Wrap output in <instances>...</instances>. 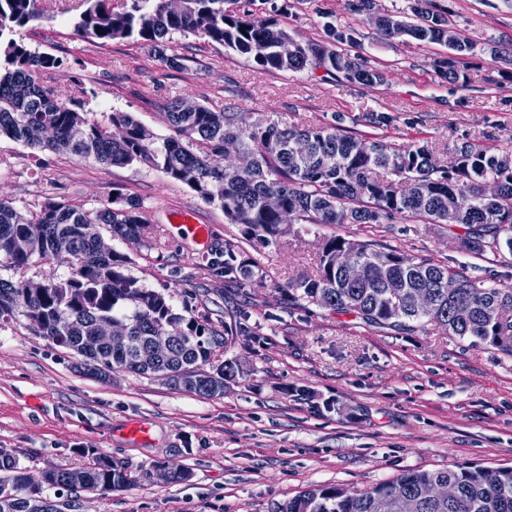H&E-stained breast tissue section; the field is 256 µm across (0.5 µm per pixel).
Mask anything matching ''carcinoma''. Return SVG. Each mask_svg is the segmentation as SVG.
I'll return each mask as SVG.
<instances>
[{
    "label": "carcinoma",
    "instance_id": "carcinoma-1",
    "mask_svg": "<svg viewBox=\"0 0 512 512\" xmlns=\"http://www.w3.org/2000/svg\"><path fill=\"white\" fill-rule=\"evenodd\" d=\"M266 0H183L178 12L165 0H72L77 32L103 43L135 38L172 68L180 59L165 53L173 33L192 34L232 50L263 70L300 72L308 67L342 73L362 84H381L385 73L348 54L340 45L355 41L351 27L325 25L327 40L303 44L284 56L280 45L292 36L278 19L254 8ZM355 11L394 37L425 43H448V16L432 0H412L414 20L384 13L376 0H355ZM50 19L41 0H0V136L51 153L68 152L101 164L140 163L161 170L201 199L220 204L242 235L269 243L288 232L283 214L306 224H381L398 215L427 224L464 230L463 248L478 257L512 255V149L465 144L448 165L433 162L428 143L408 145L357 136L342 127V117L326 126L299 128L253 119L250 112L215 111L199 102L187 108L174 99L164 116L174 135L160 137L129 112L111 111L104 122L91 121L76 98L36 82L35 76L59 69L62 60L31 48L18 31ZM441 77L467 83L456 60L437 62ZM236 143L246 164L221 165L226 144ZM494 180L496 197L483 194L482 183ZM274 196L272 208L266 198ZM114 237H149L150 224L139 201L96 211L49 200L35 213H23L0 199V262L26 271L38 258L62 257L68 273L43 280L0 279V324L20 317L28 329L80 357L88 375L105 378L114 369L153 375L173 388L194 377L188 391L202 398L224 394L240 369L230 360H215L228 337L245 331L241 322L218 330L207 321L173 311L167 298L143 287L125 273L127 258L100 245L99 228ZM349 253L362 276L350 279L336 259ZM249 273L235 245L224 244L222 270L216 276L235 281ZM426 289L433 306L420 311L414 295ZM293 306L317 304L338 314H353L368 325L413 331L427 322L473 347L490 346L512 355V288L467 275L465 268L439 266L400 253L381 243L341 237L322 241L315 273L284 294ZM108 320L124 327L128 344L116 349L100 342L97 324ZM162 328L178 331L169 353L150 356L149 337ZM74 470L49 467L32 481L11 448H0V512H63L61 494L104 495L123 490L137 478L96 449ZM83 482L72 485L75 473ZM144 479L185 481L186 470L157 464ZM450 483L448 500L431 488ZM278 512H512V468L479 465L436 471L408 470L369 489L347 493L331 485L314 486L280 504Z\"/></svg>",
    "mask_w": 512,
    "mask_h": 512
}]
</instances>
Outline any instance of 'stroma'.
I'll return each instance as SVG.
<instances>
[{
	"instance_id": "obj_1",
	"label": "stroma",
	"mask_w": 512,
	"mask_h": 512,
	"mask_svg": "<svg viewBox=\"0 0 512 512\" xmlns=\"http://www.w3.org/2000/svg\"><path fill=\"white\" fill-rule=\"evenodd\" d=\"M282 26L301 43L324 37L332 21L356 28L346 50L386 74L364 85L321 69L264 71L205 39L173 34L167 67L133 39L107 44L57 18L21 30L30 46L64 62L80 61L83 110L104 121L132 113L171 135L163 107L183 98L267 122L324 126L342 114L361 134L368 112L395 115L387 140L421 139L439 164L463 143L512 142V0H434L470 49L469 80L451 84L435 61L446 45L391 38L353 11L352 0H271ZM137 199L155 228L127 241L100 234L126 256L128 273L165 294L175 313L223 326L239 314L249 329L218 350L244 370L223 395L202 398L150 375L117 370L101 381L77 368L73 352L34 335L24 321L0 325V448H14L27 474L48 466L79 468L95 448L122 463L136 483L108 495L81 493L72 512H277L316 485L360 491L409 469L464 465L512 467V356L475 348L428 324L394 331L316 304L279 303L280 289L315 270L321 241H378L431 263L466 266L470 275L512 287V256L491 261L466 252L460 228L396 218L385 224H293L269 245L244 238L219 204L196 196L160 170L104 166L0 137V199L38 211L48 199L86 210L117 196ZM191 211L210 225L207 249L181 236L171 219ZM232 243L249 277L220 291L200 266L205 250ZM305 387L314 400L292 388ZM331 397L338 410L317 409ZM151 424L149 441L127 435ZM190 470L189 480L142 479L158 463Z\"/></svg>"
}]
</instances>
